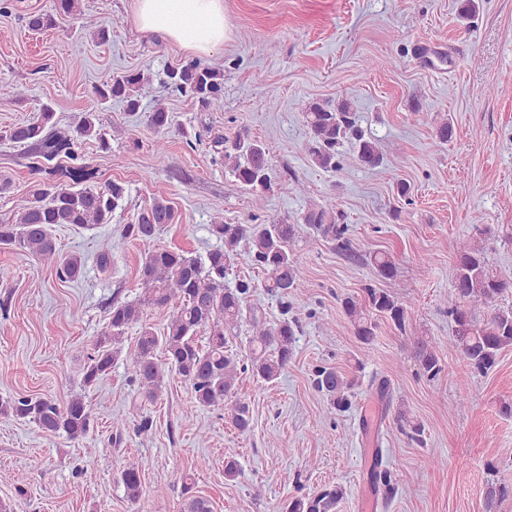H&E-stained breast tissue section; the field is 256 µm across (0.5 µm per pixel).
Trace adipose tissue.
I'll return each instance as SVG.
<instances>
[{
    "label": "adipose tissue",
    "mask_w": 512,
    "mask_h": 512,
    "mask_svg": "<svg viewBox=\"0 0 512 512\" xmlns=\"http://www.w3.org/2000/svg\"><path fill=\"white\" fill-rule=\"evenodd\" d=\"M132 22L140 32L195 55L221 49L227 31L224 0H133Z\"/></svg>",
    "instance_id": "adipose-tissue-1"
}]
</instances>
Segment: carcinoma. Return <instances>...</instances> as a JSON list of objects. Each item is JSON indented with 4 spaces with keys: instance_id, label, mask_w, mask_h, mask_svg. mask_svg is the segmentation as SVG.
<instances>
[{
    "instance_id": "obj_1",
    "label": "carcinoma",
    "mask_w": 512,
    "mask_h": 512,
    "mask_svg": "<svg viewBox=\"0 0 512 512\" xmlns=\"http://www.w3.org/2000/svg\"><path fill=\"white\" fill-rule=\"evenodd\" d=\"M144 81L143 71H126L95 87L94 93L103 102L121 99L135 112L140 108L138 90ZM165 84L196 99L205 109L219 104L224 94V75L196 64L167 69ZM53 118V110L46 106L40 120L12 127L9 139L30 145L37 156L47 161L61 155L78 160L76 145L90 138L97 139L101 148L109 149L97 113H83L71 128L64 130L52 124ZM304 118L310 131L309 156L316 166L341 169L346 146L360 166L376 168L383 164L384 157L375 139L360 127L347 102L313 103L304 112ZM172 121V115L162 106L148 114V125L157 132L168 129ZM221 145L225 169L244 190L258 192L271 187L272 169L267 148L261 141L240 134L229 144L214 141V147ZM60 174L73 184L36 181L10 216L0 218V248L26 250L52 263L58 279L69 282L81 275L83 261L76 255L60 254L52 237L53 226L67 224L93 229L112 223L126 187L120 181L110 180L98 187L77 188L75 184L87 177L85 167L80 165L62 169ZM329 214L325 208L310 210L304 223L331 241L337 252L353 255L349 225L327 223ZM175 219L170 201L157 196L138 213L135 222L123 226L121 238L150 242L162 226ZM297 228L296 224L276 222L213 224L210 231L221 246L204 257L163 248L145 252L140 266L143 291L132 301L112 304L107 325L84 363L81 386L93 388L111 372L121 354L125 333L137 326L139 336L127 360L147 400L153 402L159 397L165 373L174 372L189 386L196 406L226 409L232 426L243 433L248 431L252 424L249 405L235 398L240 376L247 372L273 384L294 356L300 325L291 315L288 296L295 294L303 281V264L290 249ZM236 262L262 272L265 280L258 285L242 278L232 286L227 285V275ZM370 262L379 277L396 276V263L388 254L376 252L370 256ZM260 286L280 299L281 317L276 321H268L262 309L250 303V297ZM452 287L455 300L448 307V318L453 322L452 344L471 371L485 374L495 366L500 351L512 346V308L497 306L499 298L512 292V281L491 274L483 251L464 243L457 247ZM173 303L176 308L163 334L143 323L146 309L162 310ZM340 303L354 336L366 348L374 341L380 319L400 333H407L409 301L385 289L367 284L360 296H345ZM478 309L483 310L481 318L476 314ZM244 321L251 331L250 354L245 364L226 349L227 336L235 333ZM414 349L420 375L429 381L439 378L444 366L436 348L419 338L414 341ZM160 350L165 355L163 360L157 356ZM312 385L326 399L327 413L342 415L352 408L353 381L336 368L314 366ZM0 414L71 439L85 436L93 424L88 404L77 395L67 401L31 396L1 399ZM396 421L410 441L424 443L421 425L409 420L404 411L398 412ZM188 480L187 475L182 479L186 495L184 512H214L211 500L193 494ZM119 482L129 501L139 500L142 480L138 468L123 470ZM344 495L345 488L340 485L324 486L288 500L283 512H336ZM509 497L511 477L491 481L485 494V512H497L499 504Z\"/></svg>"
}]
</instances>
